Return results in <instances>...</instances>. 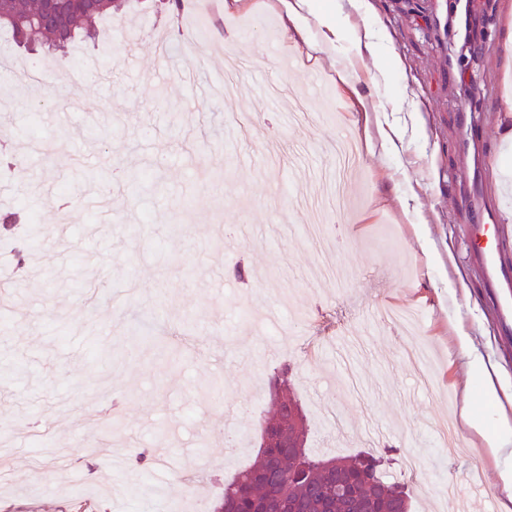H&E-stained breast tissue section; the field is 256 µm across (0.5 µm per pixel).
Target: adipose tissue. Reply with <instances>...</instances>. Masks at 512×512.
Wrapping results in <instances>:
<instances>
[{"label":"adipose tissue","instance_id":"ef3b65f1","mask_svg":"<svg viewBox=\"0 0 512 512\" xmlns=\"http://www.w3.org/2000/svg\"><path fill=\"white\" fill-rule=\"evenodd\" d=\"M281 32L284 37L304 44L308 56L332 59L336 43V29L328 15L315 0H276ZM320 32V39H311V32Z\"/></svg>","mask_w":512,"mask_h":512}]
</instances>
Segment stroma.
I'll use <instances>...</instances> for the list:
<instances>
[{"mask_svg": "<svg viewBox=\"0 0 512 512\" xmlns=\"http://www.w3.org/2000/svg\"><path fill=\"white\" fill-rule=\"evenodd\" d=\"M336 14V61L353 29L384 25L392 49L362 60L351 84L335 66L285 39L272 0L224 14L217 0H161L112 16L96 42L59 59L18 50L0 31V206L26 203L39 256L14 278L19 237L0 236V512H170L174 501L213 502L224 480L254 462L275 367L293 370L308 420L307 446L331 457L367 449L387 479L406 483L412 512H457L430 495L449 469L457 493L471 478L490 492L476 512H504L502 459L469 430L460 392L475 373L469 338L503 379L498 399L474 390L471 410L496 434L512 413V344L468 258L469 224L505 223L512 173L498 149L495 112L512 91L499 31L503 0H317ZM163 32L178 76L159 81L152 34ZM105 80L86 82L85 57ZM21 62L51 79L25 87ZM237 71L236 91L200 92L182 80L195 63ZM382 103L399 147L366 142L356 99ZM298 124L283 126L289 105ZM349 136L360 162V199L323 215L307 234L311 180L296 156ZM238 137L241 152L224 141ZM216 168L211 182L202 168ZM295 192L283 196L281 175ZM109 193L112 215L84 207ZM417 197L402 213L394 195ZM250 230L230 241L239 206ZM112 291L97 302V285ZM161 308L153 337L130 326ZM386 308L417 310L429 366H411ZM466 447L449 453L445 422ZM416 456L423 480L402 471Z\"/></svg>", "mask_w": 512, "mask_h": 512, "instance_id": "35a3bbf8", "label": "stroma"}]
</instances>
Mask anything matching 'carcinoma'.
Instances as JSON below:
<instances>
[{"label": "carcinoma", "instance_id": "1", "mask_svg": "<svg viewBox=\"0 0 512 512\" xmlns=\"http://www.w3.org/2000/svg\"><path fill=\"white\" fill-rule=\"evenodd\" d=\"M127 0H101L94 14L69 11L61 32L43 27L39 22L40 0H13L14 15L0 18V29L11 33L13 40L34 50L45 46L62 58L83 31L92 39V24L112 17ZM22 210L0 214V227L5 235L13 234L20 224L29 223ZM291 369L284 366L268 378L269 410L261 423V435L285 427L294 433L292 442L298 448H281L260 440L257 459L224 484V495L213 512H271L296 502L303 512H363L376 508L379 512H411L412 497L408 488L389 481L380 470L381 458L369 452L327 460L313 458L308 448L305 416L292 390Z\"/></svg>", "mask_w": 512, "mask_h": 512}]
</instances>
